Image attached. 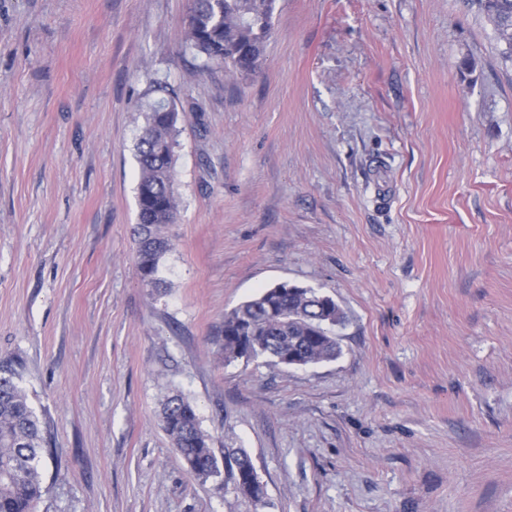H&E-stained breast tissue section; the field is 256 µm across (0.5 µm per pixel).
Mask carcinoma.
<instances>
[{
	"mask_svg": "<svg viewBox=\"0 0 512 512\" xmlns=\"http://www.w3.org/2000/svg\"><path fill=\"white\" fill-rule=\"evenodd\" d=\"M493 25L504 52L512 58V0H476ZM275 0H193L184 43L202 68L224 64L252 70L272 29ZM173 102L159 98L145 112L136 145L139 166L136 260L143 282L157 284L161 258L171 249L162 229L175 222L173 190L176 123ZM344 314L329 296L311 287L282 291L274 285L224 315V358L247 362L266 359L288 365L282 350L295 353L305 367L338 358L342 349L335 327ZM19 361L0 357V512H35L43 493V475L54 459L50 424L29 404L18 383ZM161 426L173 448L197 479H221L243 501L264 502L265 485L244 448H224L217 457L213 437L201 426L195 406L177 391L161 413Z\"/></svg>",
	"mask_w": 512,
	"mask_h": 512,
	"instance_id": "carcinoma-1",
	"label": "carcinoma"
}]
</instances>
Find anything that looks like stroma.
I'll list each match as a JSON object with an SVG mask.
<instances>
[{
  "instance_id": "stroma-1",
  "label": "stroma",
  "mask_w": 512,
  "mask_h": 512,
  "mask_svg": "<svg viewBox=\"0 0 512 512\" xmlns=\"http://www.w3.org/2000/svg\"><path fill=\"white\" fill-rule=\"evenodd\" d=\"M192 0H0V354L51 426L37 512H251L158 413L247 449L265 512H512V58L467 0H275L258 69H202ZM178 110L160 287L135 144ZM288 281L341 355L225 361Z\"/></svg>"
}]
</instances>
